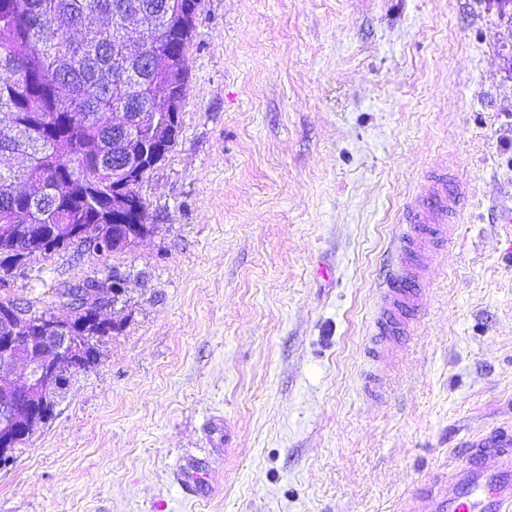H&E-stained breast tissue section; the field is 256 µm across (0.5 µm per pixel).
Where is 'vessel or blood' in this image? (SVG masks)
<instances>
[{"instance_id": "obj_1", "label": "vessel or blood", "mask_w": 512, "mask_h": 512, "mask_svg": "<svg viewBox=\"0 0 512 512\" xmlns=\"http://www.w3.org/2000/svg\"><path fill=\"white\" fill-rule=\"evenodd\" d=\"M466 201L462 183L438 165L425 173L402 209L370 326L368 350L375 369L366 390L372 397L387 392L386 372L426 304L425 272L452 244L454 221ZM406 512H512V432L500 428L463 445L458 464L418 487Z\"/></svg>"}]
</instances>
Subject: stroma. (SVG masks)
Returning <instances> with one entry per match:
<instances>
[{
    "label": "stroma",
    "instance_id": "stroma-1",
    "mask_svg": "<svg viewBox=\"0 0 512 512\" xmlns=\"http://www.w3.org/2000/svg\"><path fill=\"white\" fill-rule=\"evenodd\" d=\"M187 55L150 235L9 280L56 313L59 284L130 276L98 363L0 466V512H402L512 425V24L497 0H202ZM437 164L468 201L375 402L380 262Z\"/></svg>",
    "mask_w": 512,
    "mask_h": 512
}]
</instances>
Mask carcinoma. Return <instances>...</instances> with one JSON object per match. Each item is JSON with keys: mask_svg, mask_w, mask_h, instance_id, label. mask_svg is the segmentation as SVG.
Instances as JSON below:
<instances>
[{"mask_svg": "<svg viewBox=\"0 0 512 512\" xmlns=\"http://www.w3.org/2000/svg\"><path fill=\"white\" fill-rule=\"evenodd\" d=\"M201 0H0V224L12 208L33 209L36 223L98 224L101 196L115 185L146 207L132 174L112 181V153L141 141L112 138L114 112H142L167 93L185 97L188 58L166 68L169 46L180 40L167 11L199 9ZM135 12L146 52L158 67L125 53L121 21ZM0 242V274L24 262ZM75 285L52 291L60 303Z\"/></svg>", "mask_w": 512, "mask_h": 512, "instance_id": "carcinoma-1", "label": "carcinoma"}]
</instances>
